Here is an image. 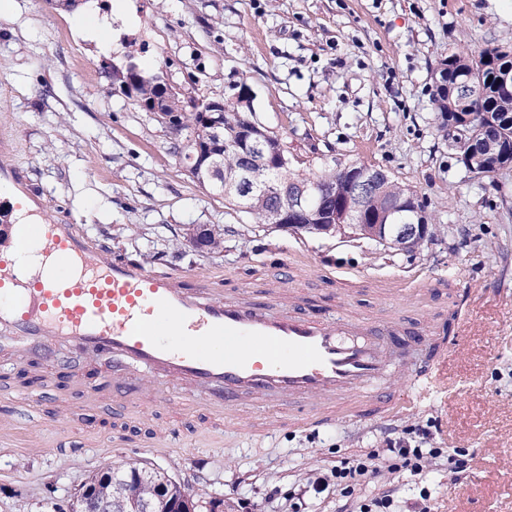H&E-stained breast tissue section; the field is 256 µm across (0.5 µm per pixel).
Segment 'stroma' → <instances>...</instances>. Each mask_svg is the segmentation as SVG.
I'll use <instances>...</instances> for the list:
<instances>
[{"label":"stroma","instance_id":"stroma-1","mask_svg":"<svg viewBox=\"0 0 512 512\" xmlns=\"http://www.w3.org/2000/svg\"><path fill=\"white\" fill-rule=\"evenodd\" d=\"M112 21V48L94 32ZM512 48V0H15L0 16V129L14 160L64 224L151 271L224 270L225 297L379 318L399 287L431 286L419 315L436 321L455 289L473 324L443 391L403 386L412 400L386 418L262 434L267 412L218 426L174 385L169 402L127 411L112 367L60 351L68 381L19 359L0 377V512H62L103 464L140 459L224 512H352L336 491L296 508L293 487L353 453L433 422L432 445L471 455V480L432 467L438 512H512V166L471 176L438 128L432 74L448 55ZM134 58L188 97L230 100L249 86L255 119L283 140L294 169L337 158L385 169L416 191L434 222L414 253L375 241L251 223L211 194L174 150L176 138L116 93L101 61ZM224 229V249L194 248L192 226ZM168 438L160 453L149 437Z\"/></svg>","mask_w":512,"mask_h":512}]
</instances>
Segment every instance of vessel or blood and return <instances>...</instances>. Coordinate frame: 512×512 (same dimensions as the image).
Returning a JSON list of instances; mask_svg holds the SVG:
<instances>
[{
	"instance_id": "1",
	"label": "vessel or blood",
	"mask_w": 512,
	"mask_h": 512,
	"mask_svg": "<svg viewBox=\"0 0 512 512\" xmlns=\"http://www.w3.org/2000/svg\"><path fill=\"white\" fill-rule=\"evenodd\" d=\"M26 209L0 211V354L53 362L59 351L105 357L115 373L131 367L155 375L153 401L169 383L197 389L211 413L232 417L244 396L297 399L301 414L270 418V428L365 421L395 402L399 385L444 386L455 341L409 331L432 289L398 299L378 319L336 317L305 297L284 306L267 297L225 298L222 279L200 271L151 272L90 236L59 223L42 194L0 141V195ZM39 245L44 265L30 272L11 255Z\"/></svg>"
}]
</instances>
